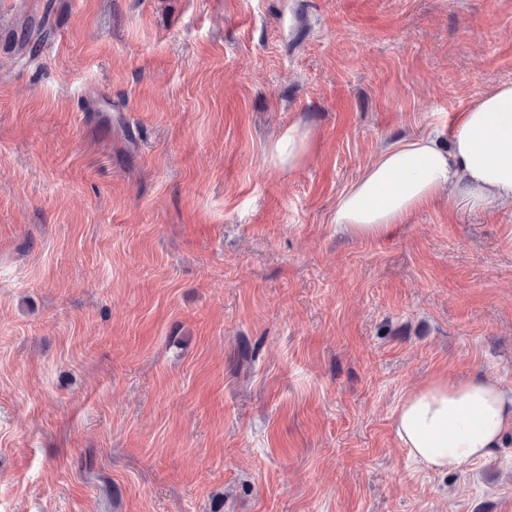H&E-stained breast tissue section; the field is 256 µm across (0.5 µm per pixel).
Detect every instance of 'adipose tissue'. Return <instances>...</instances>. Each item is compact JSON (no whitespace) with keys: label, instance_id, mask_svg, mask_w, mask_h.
<instances>
[{"label":"adipose tissue","instance_id":"ef3b65f1","mask_svg":"<svg viewBox=\"0 0 512 512\" xmlns=\"http://www.w3.org/2000/svg\"><path fill=\"white\" fill-rule=\"evenodd\" d=\"M315 134L289 127L273 161L296 170L314 151ZM445 200L476 213L512 205V82L485 92L461 112L449 147L429 135L383 147L337 200L333 222L358 238L388 236L418 209ZM395 432L410 460L431 474L481 460L512 429V388L487 376L435 378L398 405Z\"/></svg>","mask_w":512,"mask_h":512}]
</instances>
